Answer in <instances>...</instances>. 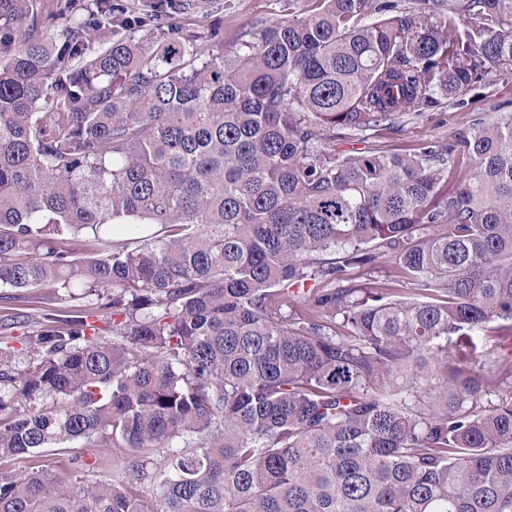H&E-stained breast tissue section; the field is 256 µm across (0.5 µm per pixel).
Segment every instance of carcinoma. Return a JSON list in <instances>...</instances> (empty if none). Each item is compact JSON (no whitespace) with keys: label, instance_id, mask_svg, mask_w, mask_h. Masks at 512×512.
Wrapping results in <instances>:
<instances>
[{"label":"carcinoma","instance_id":"1","mask_svg":"<svg viewBox=\"0 0 512 512\" xmlns=\"http://www.w3.org/2000/svg\"><path fill=\"white\" fill-rule=\"evenodd\" d=\"M315 2L227 54L135 37L192 0H0V328L112 291V340L70 306L0 348V461L121 453L0 468V512H512V112L336 145L512 82V0ZM382 257L401 287L353 284ZM21 311L29 316V323L15 325L11 329H0V347L8 348L11 351H14V355H12V365L15 367L16 371H21L24 369L28 362V349H27V337L26 333L30 330L28 324L34 322L40 317V311L34 309H27L24 307H20ZM2 342V343H1ZM112 453L111 441H98L93 445L74 441L60 448L45 449L36 458L29 454L16 456L8 460L7 466L12 470H24L32 466L33 460H37L51 474L68 483L110 482L113 478ZM71 457H77L83 466L73 468V465L67 463ZM59 463H65L66 467H58Z\"/></svg>","mask_w":512,"mask_h":512}]
</instances>
